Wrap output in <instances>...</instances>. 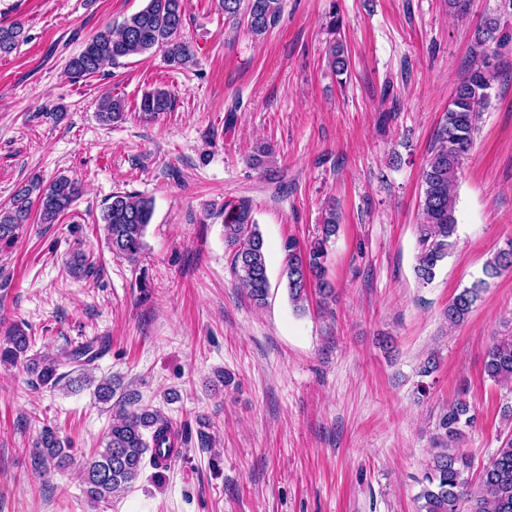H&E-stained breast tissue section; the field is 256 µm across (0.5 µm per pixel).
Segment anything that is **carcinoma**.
I'll list each match as a JSON object with an SVG mask.
<instances>
[{"mask_svg":"<svg viewBox=\"0 0 512 512\" xmlns=\"http://www.w3.org/2000/svg\"><path fill=\"white\" fill-rule=\"evenodd\" d=\"M284 0H221L224 17L233 23H246L247 32L262 36L280 19ZM499 14L488 17L477 31V52L457 83L448 111L437 131L435 143L422 169L423 194L419 207L421 219L416 225L418 252L414 272L424 282H431L439 264L456 244V186L459 172L477 131L479 114L489 100V73L486 50L493 43L500 48L512 42V26L502 17H512V0H499ZM186 20V0H148L140 11L119 26H110L88 40L69 62L71 75L85 78L97 74L105 65L121 58L142 55L153 49L163 52L166 64L183 68L193 62L191 46L180 37ZM26 39L21 23L0 26V54L11 53ZM327 62L331 70L342 75L349 70L347 46L335 38L329 42ZM173 106L171 94L156 90L142 96L139 113L146 121L158 118ZM124 104L109 95L98 103V117L104 124L122 118ZM82 194L75 179L59 175L43 183L34 178L18 186L10 204L0 208V243H13L20 228L28 223L33 205H38L41 223L54 224L68 213ZM153 212L152 201L139 193L116 192L101 213L107 246L113 254L136 260L145 247V231ZM339 215L334 208L325 210L321 234L302 246L290 239L284 244L285 278L288 296L295 311L305 312L309 292L325 303L334 297L328 279V243L336 234ZM224 243L231 253L234 275L245 288L254 306L263 308L270 295V279L264 239L258 229L252 202L240 198L224 203ZM67 274L87 279L95 274L86 255L75 252L66 262ZM512 271V243L498 251L483 268L484 278L462 289L443 311L448 326L465 322L479 292L487 280ZM31 336L16 325L0 344V363H23L35 384L54 389L61 383L74 390L94 387L101 403L114 402L112 424L102 448L81 462L83 493L94 505L107 503L112 495L131 487L146 466L156 467L157 458L176 447L179 433L161 411L138 406L139 396L126 391L116 396L117 384L110 378L95 381L91 365L106 351L104 343L93 341L71 350L56 353L32 351ZM484 374L498 382L512 381V332L495 337L484 362ZM473 418L464 400H457L440 413L437 421L438 441L418 499L419 512H512V434L501 441L496 453L481 475L476 490L468 488L464 477L468 461L455 447ZM71 443L60 438L50 426L42 427L33 443L31 467L38 474L61 470L74 462Z\"/></svg>","mask_w":512,"mask_h":512,"instance_id":"obj_1","label":"carcinoma"}]
</instances>
